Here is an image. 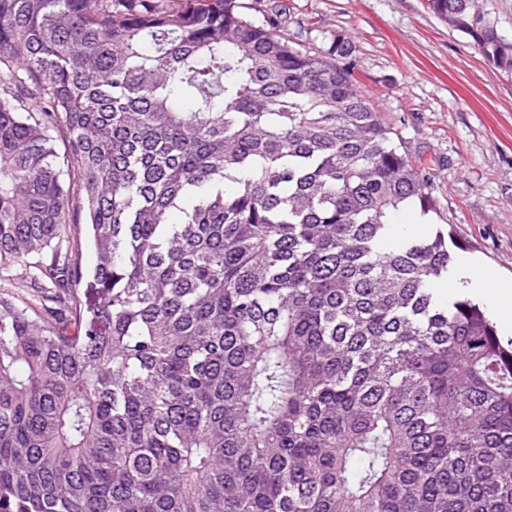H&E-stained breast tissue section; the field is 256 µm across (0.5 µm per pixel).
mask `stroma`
<instances>
[{"mask_svg": "<svg viewBox=\"0 0 512 512\" xmlns=\"http://www.w3.org/2000/svg\"><path fill=\"white\" fill-rule=\"evenodd\" d=\"M280 34L305 47L340 32L354 44L358 88L432 174L457 243L493 272L490 288L512 290V73L472 39L433 15L426 0H285ZM317 31L306 32L308 22Z\"/></svg>", "mask_w": 512, "mask_h": 512, "instance_id": "35a3bbf8", "label": "stroma"}]
</instances>
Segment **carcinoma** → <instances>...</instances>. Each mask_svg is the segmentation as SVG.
<instances>
[{
    "label": "carcinoma",
    "mask_w": 512,
    "mask_h": 512,
    "mask_svg": "<svg viewBox=\"0 0 512 512\" xmlns=\"http://www.w3.org/2000/svg\"><path fill=\"white\" fill-rule=\"evenodd\" d=\"M281 10L0 0V512H512V350L380 248L430 173Z\"/></svg>",
    "instance_id": "cac0c4a2"
}]
</instances>
